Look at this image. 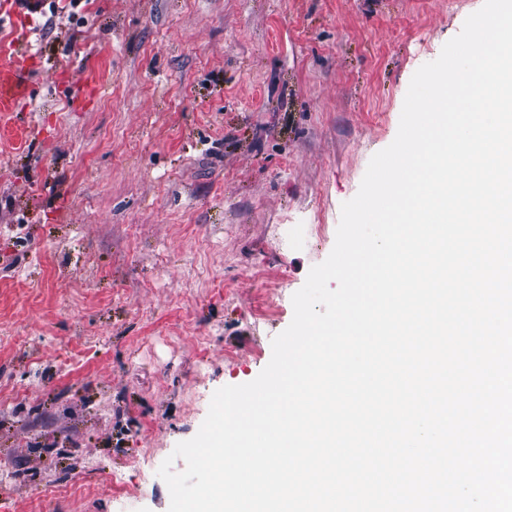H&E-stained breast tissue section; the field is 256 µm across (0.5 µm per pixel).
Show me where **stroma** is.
Instances as JSON below:
<instances>
[{
    "instance_id": "obj_1",
    "label": "stroma",
    "mask_w": 512,
    "mask_h": 512,
    "mask_svg": "<svg viewBox=\"0 0 512 512\" xmlns=\"http://www.w3.org/2000/svg\"><path fill=\"white\" fill-rule=\"evenodd\" d=\"M482 4L81 0L77 26L0 0L29 75L0 112V512H168L159 467L269 363Z\"/></svg>"
}]
</instances>
